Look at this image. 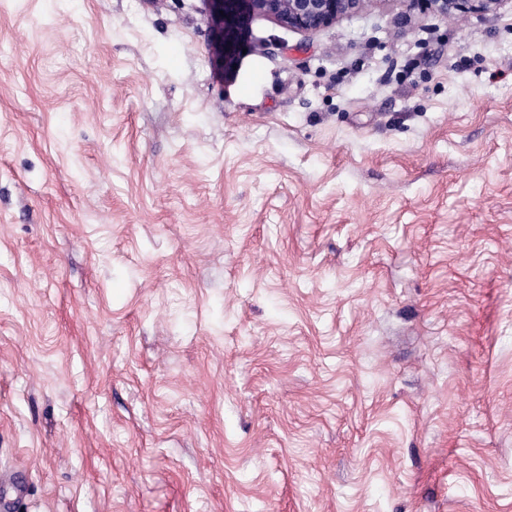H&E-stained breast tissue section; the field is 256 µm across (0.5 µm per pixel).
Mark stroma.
Wrapping results in <instances>:
<instances>
[{
    "label": "stroma",
    "instance_id": "35a3bbf8",
    "mask_svg": "<svg viewBox=\"0 0 512 512\" xmlns=\"http://www.w3.org/2000/svg\"><path fill=\"white\" fill-rule=\"evenodd\" d=\"M213 37L0 0V512H512V0ZM416 1H428L436 15L453 19L465 14L480 17L493 15L497 12L503 0H403L408 5Z\"/></svg>",
    "mask_w": 512,
    "mask_h": 512
}]
</instances>
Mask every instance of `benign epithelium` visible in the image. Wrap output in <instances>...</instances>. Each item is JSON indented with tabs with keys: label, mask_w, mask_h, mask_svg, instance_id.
I'll list each match as a JSON object with an SVG mask.
<instances>
[{
	"label": "benign epithelium",
	"mask_w": 512,
	"mask_h": 512,
	"mask_svg": "<svg viewBox=\"0 0 512 512\" xmlns=\"http://www.w3.org/2000/svg\"><path fill=\"white\" fill-rule=\"evenodd\" d=\"M218 34L219 52L231 50L238 31L254 15L273 19L300 33H310L341 17L365 9L376 0H205ZM436 15L453 19L465 14L493 15L503 0H428Z\"/></svg>",
	"instance_id": "obj_1"
}]
</instances>
